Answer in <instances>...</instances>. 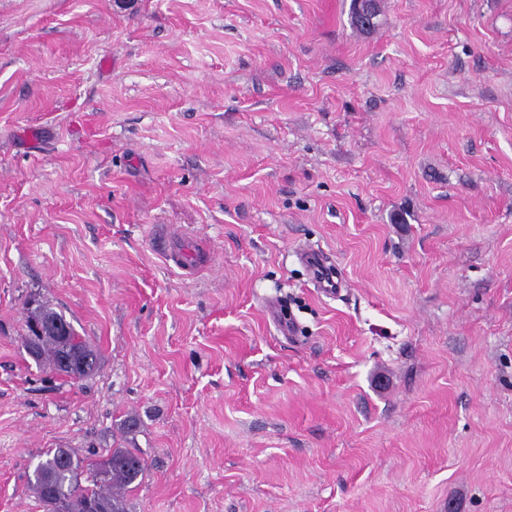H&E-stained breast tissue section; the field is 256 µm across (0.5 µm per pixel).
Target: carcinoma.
<instances>
[{"label": "carcinoma", "mask_w": 512, "mask_h": 512, "mask_svg": "<svg viewBox=\"0 0 512 512\" xmlns=\"http://www.w3.org/2000/svg\"><path fill=\"white\" fill-rule=\"evenodd\" d=\"M377 14L376 9L366 13L358 0H351V22L355 27L370 29ZM36 325L41 331L34 330ZM26 327L27 335L34 337L36 362L59 373L61 357L66 355L75 366L83 365L89 374L95 373V349L48 304L38 301L35 307L26 308ZM144 471V459L130 448H114L100 462L81 459L69 448H54L46 451L34 467L30 485L44 512H91L94 503L99 512H126L124 494L131 491ZM83 475L94 488L81 486Z\"/></svg>", "instance_id": "cac0c4a2"}]
</instances>
